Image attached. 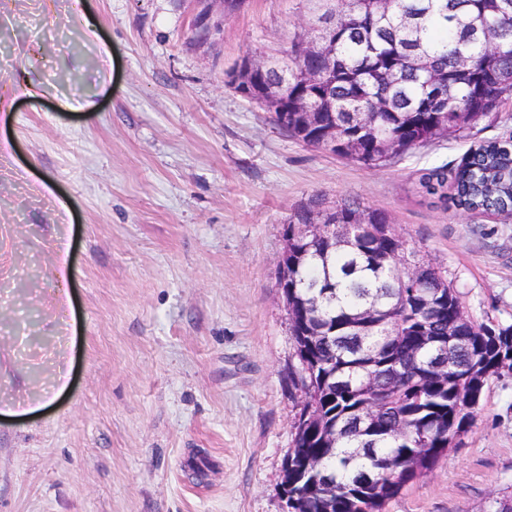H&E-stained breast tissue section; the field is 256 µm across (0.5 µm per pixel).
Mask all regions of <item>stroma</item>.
<instances>
[{"label": "stroma", "mask_w": 512, "mask_h": 512, "mask_svg": "<svg viewBox=\"0 0 512 512\" xmlns=\"http://www.w3.org/2000/svg\"><path fill=\"white\" fill-rule=\"evenodd\" d=\"M0 0V512H284L301 401L278 286L312 195L382 210L476 322L512 324V217L443 208L421 175L512 135V100L376 170L288 137L224 83L315 36L316 0H250L190 39L192 0ZM32 84L34 94L24 91ZM512 504V372L383 512Z\"/></svg>", "instance_id": "35a3bbf8"}]
</instances>
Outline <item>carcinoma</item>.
I'll list each match as a JSON object with an SVG mask.
<instances>
[{"instance_id":"cac0c4a2","label":"carcinoma","mask_w":512,"mask_h":512,"mask_svg":"<svg viewBox=\"0 0 512 512\" xmlns=\"http://www.w3.org/2000/svg\"><path fill=\"white\" fill-rule=\"evenodd\" d=\"M322 39L336 40V67L283 71L267 81L293 95L308 83L316 122L336 128L331 145L288 115L285 132L308 146L373 170L435 141L431 130L463 134L512 97V0H347L325 10ZM438 74L441 83L430 75ZM397 145L388 153L384 143ZM434 171L421 185L443 205L473 215L512 210V140H488L471 149L455 172L451 193ZM336 210V223L387 215L354 198L330 202L313 195L288 217L309 224L315 209ZM406 250L400 236L366 233L341 240L288 242V293L302 301L326 293L297 336L299 358L311 371L309 399L319 417L336 426V443L307 433L292 436L293 469L282 483L288 497L309 496L308 461L339 494L334 512H382L387 500L430 472L451 444L473 426L485 386L512 371V325L459 324L461 303L439 268L419 267L418 294L403 286L404 271L381 260ZM456 325L448 363L431 370L436 337ZM401 421L409 438L389 435Z\"/></svg>"}]
</instances>
